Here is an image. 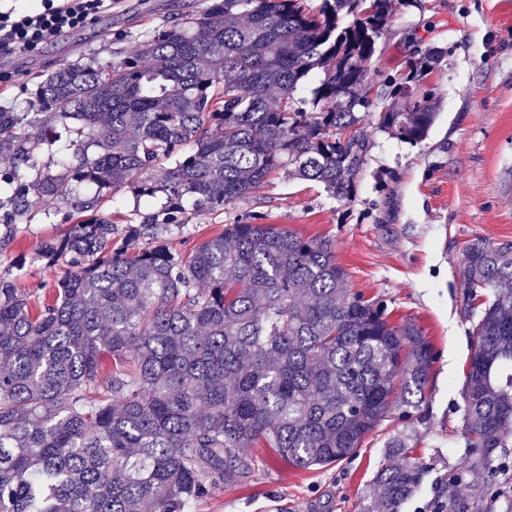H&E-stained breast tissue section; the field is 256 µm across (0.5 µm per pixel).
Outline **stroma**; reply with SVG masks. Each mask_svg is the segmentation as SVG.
<instances>
[{
	"label": "stroma",
	"instance_id": "1",
	"mask_svg": "<svg viewBox=\"0 0 512 512\" xmlns=\"http://www.w3.org/2000/svg\"><path fill=\"white\" fill-rule=\"evenodd\" d=\"M209 0H114L109 12L31 55L4 57L11 82L0 84V109L27 112L39 78L62 65L98 67L121 60L136 45L199 18ZM439 46L445 55L423 79L438 104L427 139L411 144L377 132L364 120L367 161L348 201L329 196L317 183L273 173L254 194L217 210L187 211L168 237L184 253L223 234L245 218L272 224L331 244L349 288L379 301L392 322H415L435 360L426 386L428 417L417 452L433 472L402 512H430L440 477L467 468L460 413L455 406L471 356V323L463 313L458 276L463 250L477 237L512 240V0H406L391 14L382 39L379 69L398 72L414 45ZM94 202V214L117 227L138 223L135 199L124 188L99 199L95 184L78 188ZM67 206L39 200L0 228V276L13 277L38 298L68 269L38 251L44 238L60 234ZM401 427L384 420L357 454L318 469H299L273 459L263 446L248 449L250 472L211 497L189 502L184 512H361L376 489L377 470L388 459L384 444Z\"/></svg>",
	"mask_w": 512,
	"mask_h": 512
}]
</instances>
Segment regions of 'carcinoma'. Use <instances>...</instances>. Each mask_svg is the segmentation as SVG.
<instances>
[{"mask_svg":"<svg viewBox=\"0 0 512 512\" xmlns=\"http://www.w3.org/2000/svg\"><path fill=\"white\" fill-rule=\"evenodd\" d=\"M396 4L213 0L117 62L56 69L35 111L0 112V155L13 160L0 171L3 227L30 195L84 181L146 206L166 197L121 234L92 216L42 243L69 271L36 306L0 276V512H183L250 470L253 444L315 469L354 456L391 415L402 428L362 512H400L422 486L415 423L434 356L416 323L391 324L348 288L329 243L272 224L240 220L184 256L162 243L185 202L214 210L277 170L352 199L369 115L401 142L427 138L437 104L422 80L444 51L419 50L400 74L370 70ZM73 125V152L25 181ZM127 237L151 243L131 256ZM459 276L472 350L458 411L473 460L448 473L431 512H468L457 488L492 477L512 448V242L473 239ZM477 512L512 503L492 493Z\"/></svg>","mask_w":512,"mask_h":512,"instance_id":"carcinoma-1","label":"carcinoma"}]
</instances>
